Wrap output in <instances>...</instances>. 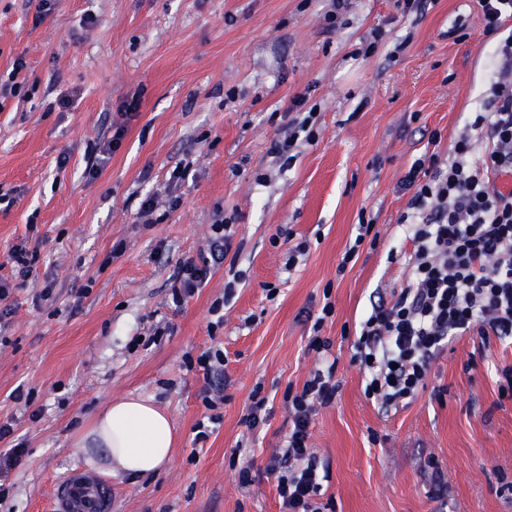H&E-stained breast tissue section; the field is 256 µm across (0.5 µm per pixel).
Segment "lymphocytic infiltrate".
<instances>
[{"instance_id":"lymphocytic-infiltrate-1","label":"lymphocytic infiltrate","mask_w":512,"mask_h":512,"mask_svg":"<svg viewBox=\"0 0 512 512\" xmlns=\"http://www.w3.org/2000/svg\"><path fill=\"white\" fill-rule=\"evenodd\" d=\"M483 30L497 42L485 53L493 70L489 93L458 134L450 157L416 158L402 178L410 191L399 222L412 245L404 286L389 301L372 305L361 322L353 362L366 372L364 393L386 408L423 388L432 362L451 340L475 332L512 340V0H478ZM304 97H294L286 137L270 151L293 159L298 136L316 137ZM334 366L316 369L301 391L288 397L292 427L281 456L268 466L285 512H323L316 498L323 477L309 450L317 407L340 388Z\"/></svg>"}]
</instances>
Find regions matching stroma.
I'll use <instances>...</instances> for the list:
<instances>
[{"label": "stroma", "instance_id": "stroma-1", "mask_svg": "<svg viewBox=\"0 0 512 512\" xmlns=\"http://www.w3.org/2000/svg\"><path fill=\"white\" fill-rule=\"evenodd\" d=\"M326 9L327 0H53L46 12L42 0H0V78L18 58L27 78L0 102V276L12 286L0 318V424L13 429L0 454L24 448L20 464L0 470V512H52L59 478L87 468L80 435L121 396L166 411L176 445L159 474L111 479L112 512H280L265 467L288 433L286 394L328 365L340 390L314 416L310 444L332 512H512V398L497 373L512 364V343L455 338L391 413L365 396L351 362L362 316L408 273L402 176L426 152L447 155L489 87L480 7L425 0L404 15L394 0H351L332 29ZM375 28L374 53L356 56ZM297 95L316 112V138L285 165L269 148ZM117 125L121 143L103 156ZM182 160L188 175L171 180ZM96 163L98 177H87ZM149 193L159 217L144 224ZM219 209L233 243L216 263ZM363 220L377 242L338 272ZM293 239L310 247L289 270ZM21 243L39 254L24 280L8 265ZM188 258L209 261L208 282L177 308L172 276ZM327 300L335 311L317 333L331 347L319 354L308 342ZM216 350L220 425L198 444L207 382L187 362ZM256 390L267 403L252 434L244 419ZM249 463L255 480L244 488L237 473Z\"/></svg>", "mask_w": 512, "mask_h": 512}]
</instances>
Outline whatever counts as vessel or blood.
<instances>
[{
  "instance_id": "b4317fda",
  "label": "vessel or blood",
  "mask_w": 512,
  "mask_h": 512,
  "mask_svg": "<svg viewBox=\"0 0 512 512\" xmlns=\"http://www.w3.org/2000/svg\"><path fill=\"white\" fill-rule=\"evenodd\" d=\"M54 512H112V490L98 477L69 471L57 485Z\"/></svg>"
}]
</instances>
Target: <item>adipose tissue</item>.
I'll list each match as a JSON object with an SVG mask.
<instances>
[{"label":"adipose tissue","mask_w":512,"mask_h":512,"mask_svg":"<svg viewBox=\"0 0 512 512\" xmlns=\"http://www.w3.org/2000/svg\"><path fill=\"white\" fill-rule=\"evenodd\" d=\"M175 437L169 416L150 400L125 397L112 404L82 433L88 465H104L117 478H146L172 459Z\"/></svg>","instance_id":"1"}]
</instances>
